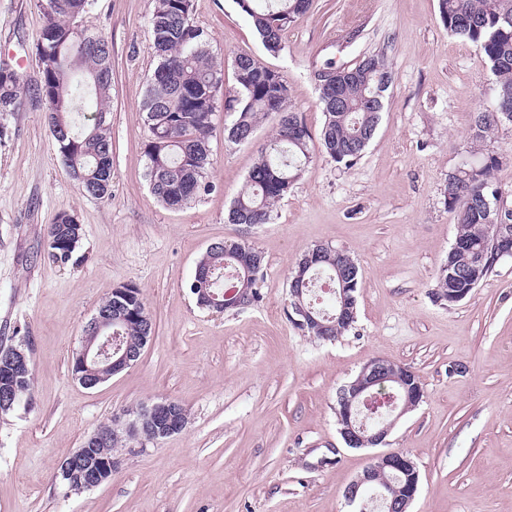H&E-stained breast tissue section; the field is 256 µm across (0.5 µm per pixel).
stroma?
I'll return each instance as SVG.
<instances>
[{
    "label": "stroma",
    "mask_w": 512,
    "mask_h": 512,
    "mask_svg": "<svg viewBox=\"0 0 512 512\" xmlns=\"http://www.w3.org/2000/svg\"><path fill=\"white\" fill-rule=\"evenodd\" d=\"M192 3L224 99L236 91L235 57L253 56L281 72L289 106L316 138L325 64L381 53L393 76L382 120L351 166L313 150L273 223L248 230L227 212L275 125L235 145L224 135L233 115L217 109L213 188L168 208L145 177L155 0H94L88 23L112 50V196L96 199L66 173L35 99L38 0H0V63L26 81L21 108L0 121V346L23 345L34 373L30 401L0 415V512H348L344 491L373 451L344 445L336 395L375 358L410 367L423 383L422 402L386 439L419 470L409 512H512V257L453 305L436 281L457 229L444 187L467 156L477 114L495 102L483 53L448 33L437 0H313L275 55L235 0ZM480 147L503 157L495 187L512 210V125ZM63 210L82 226L66 263L47 247ZM241 239L265 258L261 301L199 308L189 291L198 260L212 243ZM318 245L350 253L362 274L357 319L333 342L287 314L290 271ZM129 284L155 334L134 365L84 388L71 373L84 328ZM161 400L186 410L182 432L118 452L98 488L60 483L61 462L87 436Z\"/></svg>",
    "instance_id": "stroma-1"
}]
</instances>
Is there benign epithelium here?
Wrapping results in <instances>:
<instances>
[{
  "label": "benign epithelium",
  "mask_w": 512,
  "mask_h": 512,
  "mask_svg": "<svg viewBox=\"0 0 512 512\" xmlns=\"http://www.w3.org/2000/svg\"><path fill=\"white\" fill-rule=\"evenodd\" d=\"M503 212L497 210L490 229L494 240L500 242L496 259L512 255V241L503 235ZM121 303L115 309L99 307L84 329L81 346L72 360V376L80 385L87 389L95 388L109 380L112 376L133 365L140 357L141 350H120L112 347V324L123 320ZM29 358L21 346L11 347L0 363V405L5 407L15 403L12 394L15 390V379L20 370L27 367ZM412 372L401 370L394 372L383 359H374L366 363L355 380L343 385L337 393V410L342 428L339 433L346 447L352 449L373 448L385 443V439L397 421L408 411L417 406L423 399L424 390L420 383L411 378ZM392 380L401 389L402 405H393L388 420L371 431L352 423L353 409L366 394L373 398H381L374 391L375 386H385ZM188 423L183 407L175 401H161L150 405H142L127 413L124 417H115L108 423L109 429L95 431L87 436L80 448L76 449L60 465L64 476L72 477L68 489L74 492L91 490L106 483L112 476L117 459L110 457L104 460L95 458L94 450L103 445H112L119 451L126 447L127 442L142 446L156 444L162 439L185 429ZM390 470L405 476V482L398 485L381 487L375 483L378 472ZM419 490V472L416 464L407 454L385 451L373 457L372 465L363 472L345 490L347 505L353 509L364 506L366 495L380 501L388 512H408V508L416 498Z\"/></svg>",
  "instance_id": "benign-epithelium-1"
}]
</instances>
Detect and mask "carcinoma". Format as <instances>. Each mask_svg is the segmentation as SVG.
<instances>
[{
	"mask_svg": "<svg viewBox=\"0 0 512 512\" xmlns=\"http://www.w3.org/2000/svg\"><path fill=\"white\" fill-rule=\"evenodd\" d=\"M92 0H40L43 16L37 55L39 70L34 78L36 90L52 114L54 138L62 164L69 175L76 171L93 175L97 199L112 196V138L109 112L99 107L84 117L78 127L76 112L81 89L70 82L71 73H83L90 93L97 102L108 97L112 87V61L108 42L85 25ZM310 0H247L241 11L249 17L265 49L281 50L283 32L305 14ZM440 18L448 33L476 44L496 77V105L477 116L475 140L481 141L502 124H512V0H438ZM151 45L158 64L147 80L142 104L146 113L148 139L145 177L157 200L170 208H181L210 188L207 181L212 165L210 136L223 80L210 52L208 34L192 20V0H156L149 21ZM369 62L350 80L336 81V68L329 66L320 74L319 104L325 120L320 133L322 152L337 164L351 165L360 158L370 131L377 129L380 113L370 97L377 85L391 77L384 56H363ZM236 95L226 110L234 115L227 138L235 144L251 141L257 128L272 120L276 136L272 138L249 172L243 188L233 199L228 219L250 228L271 224L277 205L288 195L311 158V134L300 117L288 107V85L281 73L249 55L234 59ZM18 75L0 66V116L17 111L21 104ZM502 166L493 152L480 153L465 171L448 175L445 204L455 213L459 248L448 252V261L437 273L439 296L456 288L471 294L492 271L494 251L488 232L486 201L496 196L492 178ZM49 250L64 261L72 258L79 240L69 238L61 225L48 228ZM321 259L308 271L302 304L313 310L326 328L310 325L304 332L321 340L334 341L352 328L336 321V303L322 307L312 301L313 287L328 279L335 291L342 284L338 271L358 267L346 252L318 248ZM255 259L248 287L250 303L260 300L259 283L263 277L264 257L251 243L223 241L206 250L200 262L214 269L210 280L197 287L220 294L224 276L232 275L234 286L242 287L246 271L241 259ZM130 315L112 324V335L121 337V345L135 348L141 337L152 333L145 320L146 307L140 290L129 286Z\"/></svg>",
	"mask_w": 512,
	"mask_h": 512,
	"instance_id": "carcinoma-1",
	"label": "carcinoma"
}]
</instances>
